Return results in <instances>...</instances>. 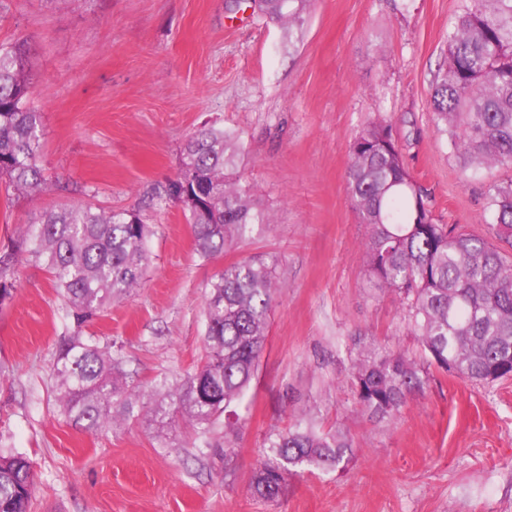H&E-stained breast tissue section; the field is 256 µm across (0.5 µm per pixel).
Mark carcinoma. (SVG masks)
<instances>
[{
  "instance_id": "carcinoma-1",
  "label": "carcinoma",
  "mask_w": 512,
  "mask_h": 512,
  "mask_svg": "<svg viewBox=\"0 0 512 512\" xmlns=\"http://www.w3.org/2000/svg\"><path fill=\"white\" fill-rule=\"evenodd\" d=\"M448 32V56L431 90L429 106L466 168L512 165V0H468ZM307 0H258L268 19L296 27ZM25 39L0 45V180L18 191L40 187L41 113L32 94ZM242 144L221 127L203 126L181 153L170 195L185 204L196 251L204 260L271 223L251 203V190L228 177ZM349 192L362 222L367 270L403 307L425 363L405 353L359 352L352 388L361 409L391 420L423 391L425 366L435 365L489 385L512 377V260L489 241L438 224L431 200L406 169L382 121L354 140ZM486 210L499 238L512 244V180L493 182ZM148 225L130 211L90 203L51 209L26 228L16 250L0 256V302L12 295L5 273L18 254L52 275L69 314L81 325L140 283L147 261ZM277 263L249 258L219 270L203 316L205 359L175 381L159 382L156 398L136 408L137 385L93 337L72 336L59 348L53 374L62 411L85 430L101 432L145 415L163 438L179 421L201 444L224 417V454L235 453L240 417L236 405L254 373L267 337ZM350 435L325 430L304 416L266 440L251 480L252 494L277 503L288 475L311 467L325 474L353 455ZM34 477L22 454L0 452V512H29Z\"/></svg>"
}]
</instances>
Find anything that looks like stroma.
Segmentation results:
<instances>
[{"instance_id": "stroma-1", "label": "stroma", "mask_w": 512, "mask_h": 512, "mask_svg": "<svg viewBox=\"0 0 512 512\" xmlns=\"http://www.w3.org/2000/svg\"><path fill=\"white\" fill-rule=\"evenodd\" d=\"M466 0H309L300 30L249 0H0V45L27 40L32 108L43 116L34 192L0 183V254L47 208L93 201L148 224L139 287L76 325L50 273L15 268L0 302V451L28 457L30 512H512V379L489 386L430 369L394 420L362 411L350 354H419L393 293L367 272L369 228L347 188L351 147L372 121L392 132L437 223L497 244L484 193L512 168H463L428 100ZM205 125L238 134L235 176L270 224L200 259L168 193L185 140ZM277 259L257 371L238 405L236 452L224 425L210 447L186 425L159 444L143 418L90 432L62 414L52 366L66 336L111 344L149 400L153 381L203 355L211 280L241 259ZM354 440L345 470L290 475L279 503L253 496L259 450L292 414Z\"/></svg>"}]
</instances>
